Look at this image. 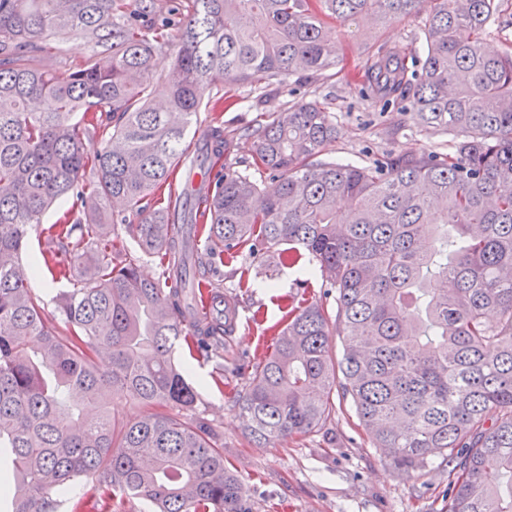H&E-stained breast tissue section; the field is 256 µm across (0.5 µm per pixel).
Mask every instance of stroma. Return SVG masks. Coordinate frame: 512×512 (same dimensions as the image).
<instances>
[{
	"label": "stroma",
	"mask_w": 512,
	"mask_h": 512,
	"mask_svg": "<svg viewBox=\"0 0 512 512\" xmlns=\"http://www.w3.org/2000/svg\"><path fill=\"white\" fill-rule=\"evenodd\" d=\"M431 8L430 0H422L417 13L402 19L337 24L342 69L293 76L288 88L269 87L259 99L249 87H241L243 103L215 116L200 113L183 149L196 152L215 117L228 139L224 162L236 171L255 173L253 144L244 128L262 120L264 111L300 99L328 103L335 112L336 157L343 161L363 165L373 151L401 154L444 146L446 136L421 129L410 114L365 100L357 85L367 58L384 47L406 44L423 55V21ZM255 175L263 191L276 188L267 175ZM249 276V291L237 292V328L223 357L194 364L190 381L198 393L196 411L211 423L224 464L239 478L254 512H444L451 494L447 463L435 458L423 470L398 471L381 449L371 446L343 394H334L336 414L320 431L261 447L250 441L246 421L235 407L236 388L244 378L234 366L239 358L263 356L282 327L283 306L297 292L298 274L280 264L272 251L250 264Z\"/></svg>",
	"instance_id": "1"
}]
</instances>
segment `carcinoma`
Segmentation results:
<instances>
[{"mask_svg": "<svg viewBox=\"0 0 512 512\" xmlns=\"http://www.w3.org/2000/svg\"><path fill=\"white\" fill-rule=\"evenodd\" d=\"M420 0H0V450L8 512H60L74 482L95 477L88 512L118 495L157 512H253L224 449L196 409L175 360L224 349L226 315L198 317L199 266L259 261L316 265L335 306L289 300L273 348L236 400L257 443L323 428L333 394L396 468L452 465L448 512H512V52L484 45L494 0H433L421 69L404 45L368 59L362 95L397 107L446 151L385 152L355 167L328 158L336 116L298 100L249 126L256 164L278 179L224 167L181 223L155 193L173 181L202 108L236 103L239 85L284 86L341 62L327 20L388 21ZM83 38L75 70L43 63L46 42ZM169 65L157 74V58ZM220 84L226 93L204 101ZM210 129L193 163L221 157ZM80 218L42 227L58 200ZM121 201L126 212L109 211ZM123 227L160 260L143 278L116 260L98 227ZM43 237L30 254L32 233ZM206 235L207 247L196 249ZM71 288L55 310L30 287L41 266ZM84 275L72 274L74 267ZM344 337L341 359L329 323ZM147 411L118 422L105 396Z\"/></svg>", "mask_w": 512, "mask_h": 512, "instance_id": "obj_1", "label": "carcinoma"}]
</instances>
